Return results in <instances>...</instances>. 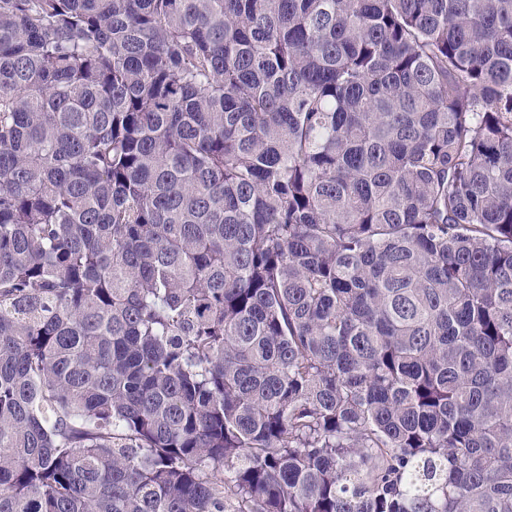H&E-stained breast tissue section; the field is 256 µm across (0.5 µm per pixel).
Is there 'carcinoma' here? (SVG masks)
<instances>
[{
    "label": "carcinoma",
    "instance_id": "cac0c4a2",
    "mask_svg": "<svg viewBox=\"0 0 512 512\" xmlns=\"http://www.w3.org/2000/svg\"><path fill=\"white\" fill-rule=\"evenodd\" d=\"M0 512H512V0H0Z\"/></svg>",
    "mask_w": 512,
    "mask_h": 512
}]
</instances>
